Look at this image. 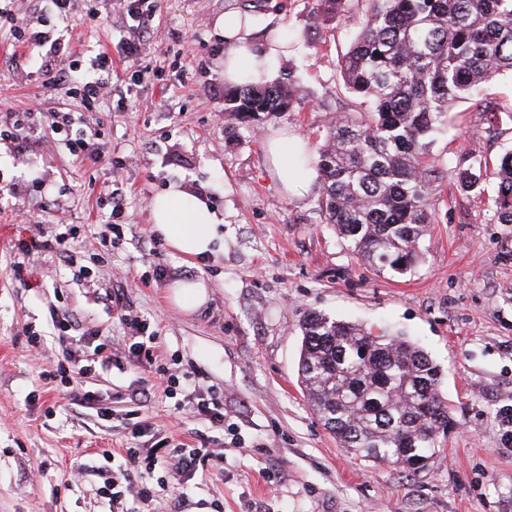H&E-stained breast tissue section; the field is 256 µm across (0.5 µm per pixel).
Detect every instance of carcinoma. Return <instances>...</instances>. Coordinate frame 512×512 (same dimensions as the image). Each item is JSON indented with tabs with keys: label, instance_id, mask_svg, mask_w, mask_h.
<instances>
[{
	"label": "carcinoma",
	"instance_id": "cac0c4a2",
	"mask_svg": "<svg viewBox=\"0 0 512 512\" xmlns=\"http://www.w3.org/2000/svg\"><path fill=\"white\" fill-rule=\"evenodd\" d=\"M343 0H316L311 27L339 16ZM512 73V0H370L341 61L348 90L371 110L327 120L317 150L324 221L358 258L403 274L420 259L434 223L432 137L448 109ZM302 89L290 69L270 83L234 88L224 111L252 123L291 111ZM465 190L497 181L492 210L512 224V150L494 162L472 154ZM298 384L306 403L354 459L416 472L454 426L443 368L400 333L311 312L300 324Z\"/></svg>",
	"mask_w": 512,
	"mask_h": 512
}]
</instances>
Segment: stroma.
<instances>
[{"label": "stroma", "mask_w": 512, "mask_h": 512, "mask_svg": "<svg viewBox=\"0 0 512 512\" xmlns=\"http://www.w3.org/2000/svg\"><path fill=\"white\" fill-rule=\"evenodd\" d=\"M316 0H156L136 59L120 50L128 25L119 11L67 19L42 13L35 0H8L11 27L49 33L82 61L112 57L110 96L88 112L49 88L28 49L0 30V114L29 117L24 151L0 141V512H107L95 483L63 488L65 474L102 465V450H120L127 431L94 413L71 409L67 389L39 379L28 335L43 356L58 340L53 309L123 348L130 331L108 310L107 293L123 279L132 315L148 320L173 372H199L201 387L231 388L224 428L183 417L153 387L150 374L127 365L97 370L90 386L102 404L117 393L145 392L148 431L224 454L223 471L169 482L157 512L187 499V512H512V451L500 449L498 411L512 405V224L496 223L481 191L459 186L466 154L496 159L512 148V75L493 78L483 98L455 103L430 149L437 214L419 246L423 259L399 275L363 265L325 223L319 181L283 188L265 150L273 131L300 138L316 153L329 115L364 111L348 92L338 60L369 0H345L341 21L310 30ZM251 19L253 41L287 34L278 68L296 67L307 91L293 111L259 128L226 116L222 70L224 21ZM144 70L140 83L131 74ZM494 108L488 124L485 108ZM71 113V136L96 128L104 167L78 162L53 137L55 113ZM125 191L124 235L104 249L106 217L97 198L107 180ZM181 185L224 216V246L185 259L169 245L153 249L151 205ZM38 208L41 225L22 214ZM75 224L66 251L39 246L41 231ZM92 275L73 276V264ZM166 277L153 278L155 264ZM204 279L208 301L194 312L170 296L178 281ZM389 328L419 343L444 370L441 391L456 422L439 436V453L421 471L359 462L339 448L312 414L297 383L299 324L310 312Z\"/></svg>", "instance_id": "1"}]
</instances>
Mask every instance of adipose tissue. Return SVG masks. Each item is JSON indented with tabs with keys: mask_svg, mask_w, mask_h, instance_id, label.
Listing matches in <instances>:
<instances>
[{
	"mask_svg": "<svg viewBox=\"0 0 512 512\" xmlns=\"http://www.w3.org/2000/svg\"><path fill=\"white\" fill-rule=\"evenodd\" d=\"M249 37L250 28L245 23L224 32V77L228 82H237L240 75L247 74L253 83H263L271 63L288 53L282 38L270 37L253 46ZM152 220L155 231L187 258L213 254L221 240L222 217L198 196L181 188L169 189L155 198Z\"/></svg>",
	"mask_w": 512,
	"mask_h": 512,
	"instance_id": "obj_1",
	"label": "adipose tissue"
}]
</instances>
